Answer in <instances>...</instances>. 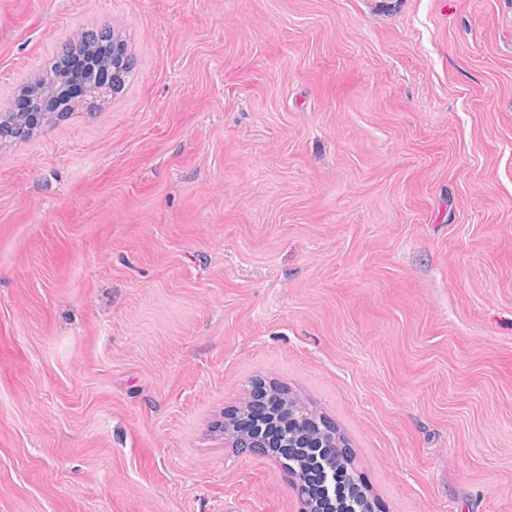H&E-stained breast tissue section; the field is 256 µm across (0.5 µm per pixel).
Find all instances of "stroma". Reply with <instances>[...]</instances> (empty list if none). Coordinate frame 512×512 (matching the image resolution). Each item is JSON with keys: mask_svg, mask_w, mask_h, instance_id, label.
<instances>
[{"mask_svg": "<svg viewBox=\"0 0 512 512\" xmlns=\"http://www.w3.org/2000/svg\"><path fill=\"white\" fill-rule=\"evenodd\" d=\"M92 23L123 90L0 138V512H301L261 382L512 512V0H0V112Z\"/></svg>", "mask_w": 512, "mask_h": 512, "instance_id": "stroma-1", "label": "stroma"}]
</instances>
